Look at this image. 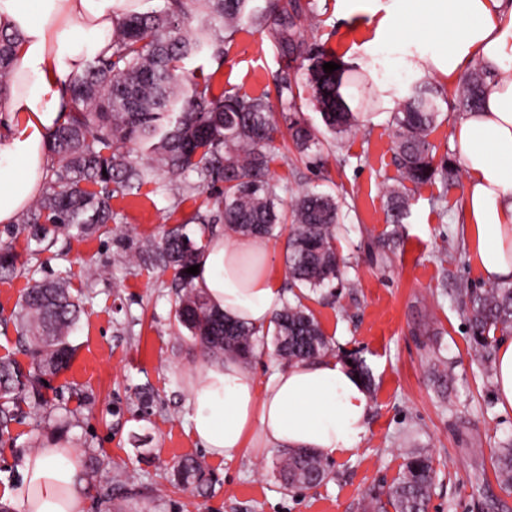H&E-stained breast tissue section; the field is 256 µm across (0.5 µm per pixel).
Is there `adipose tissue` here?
<instances>
[{
	"instance_id": "adipose-tissue-1",
	"label": "adipose tissue",
	"mask_w": 512,
	"mask_h": 512,
	"mask_svg": "<svg viewBox=\"0 0 512 512\" xmlns=\"http://www.w3.org/2000/svg\"><path fill=\"white\" fill-rule=\"evenodd\" d=\"M379 30L420 45L416 72L454 86L475 63L489 71L479 111L462 113L452 140L464 172L469 259L489 283L512 279V0H361ZM141 0H0V28L19 33L18 61L0 111V223L10 224L45 185L46 134L61 119V89L87 61L107 53L121 11ZM262 237L211 239L197 258L195 286L212 307L259 331L285 298ZM191 433L227 461L270 448L352 453L367 432L370 396L350 364L327 355L293 362L258 382L237 360L206 362L191 375ZM14 496L20 512H84L81 459L55 438L28 455Z\"/></svg>"
}]
</instances>
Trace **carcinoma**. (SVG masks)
<instances>
[{
  "label": "carcinoma",
  "mask_w": 512,
  "mask_h": 512,
  "mask_svg": "<svg viewBox=\"0 0 512 512\" xmlns=\"http://www.w3.org/2000/svg\"><path fill=\"white\" fill-rule=\"evenodd\" d=\"M250 0H165L159 11L124 12L112 34L109 53L89 62L68 77L61 122L47 135L50 167L44 190L19 216L9 234L34 243L37 260L55 247L59 236H91L116 220L112 195H134L156 181L159 173L189 196L211 189L212 209L199 211L192 222L163 226L159 238L141 244L135 256L165 273L173 272L176 317L205 356L248 359L258 340L257 330L226 318L196 288L195 265L199 250L222 223L237 234L286 236V262L292 296L273 316L276 354L292 362L333 352L313 311L303 303L301 289L316 292L341 280L342 259L334 233L342 217L343 201L307 189L284 207L270 170L272 143L278 126L267 94L213 93L212 75H185L183 62L203 53L219 59L223 42L238 27L250 22L268 31L287 54H304L309 65L305 85L325 130L296 117L300 92L288 83L278 88L277 101L288 133L299 152L324 146V132L338 137L358 123L359 108L347 92L344 68L331 73L323 64L336 58L300 41L297 0H267L262 10L249 8ZM20 35L0 29V94L10 84ZM486 70L480 68L456 90L463 111L480 108ZM444 88L418 78L409 93L390 112L402 183L386 193L387 223L392 236L408 215L404 182L415 186L436 179L454 182L455 170L443 161L434 163L430 132L443 117ZM127 144L144 155L132 162L121 151ZM194 173L198 181L189 182ZM43 263L18 264L12 243L0 242V278L17 273L32 285L17 316L16 331L26 346L30 368L15 360L0 359V436L22 417V406L44 407L45 381L67 368L76 348L69 340L84 309V298L73 295L70 279L42 276ZM471 328L470 345L477 359L491 369L499 336L512 335V281L466 289ZM492 466L501 488L512 492V441L495 450ZM287 487H312L328 471L324 460L296 449L278 463ZM174 478L199 492L212 483L204 461L183 456L172 465ZM435 470L423 450L407 453L386 498L375 496L364 512H428Z\"/></svg>",
  "instance_id": "obj_1"
}]
</instances>
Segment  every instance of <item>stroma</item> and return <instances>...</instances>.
<instances>
[{"label":"stroma","mask_w":512,"mask_h":512,"mask_svg":"<svg viewBox=\"0 0 512 512\" xmlns=\"http://www.w3.org/2000/svg\"><path fill=\"white\" fill-rule=\"evenodd\" d=\"M299 3L303 40L333 51L348 65L351 84H394L381 109L322 150L302 155L289 137H277L271 164L282 199L315 189L346 200L336 248L347 285L318 290L307 305L332 338L335 356L357 354L371 372L363 442L329 459L327 478L312 488L284 485L277 469L283 449L226 462L198 446L186 401L203 358L175 317L173 274L112 262L116 237H156L162 225L184 223L203 206L200 195L180 199L162 175L139 195L113 197L116 221L108 233L59 240L41 256L47 275L68 274L76 295L92 270L101 275L70 337L74 359L50 381L49 405L0 437V504L11 505L26 455L59 434L81 459L101 460L86 474V512H362L365 498L385 493L414 449L434 459L428 512H487L493 500L512 512V494L500 489L490 455L512 439V411L499 409L494 379L471 356L466 329L465 291L484 282L465 245L463 180L409 188L401 235L388 237L385 188L400 176L388 111L406 91L415 48L381 43L376 20L349 13L344 0ZM223 50L222 61L205 55L186 63L211 73L215 92L258 96L274 93L279 82L305 81L307 60L286 56L260 27H243ZM26 286L21 275L0 280V357L24 365L29 358L13 317ZM144 385L154 395L146 415L134 398ZM185 455L203 458L210 469L207 493L172 481L170 468Z\"/></svg>","instance_id":"stroma-1"}]
</instances>
